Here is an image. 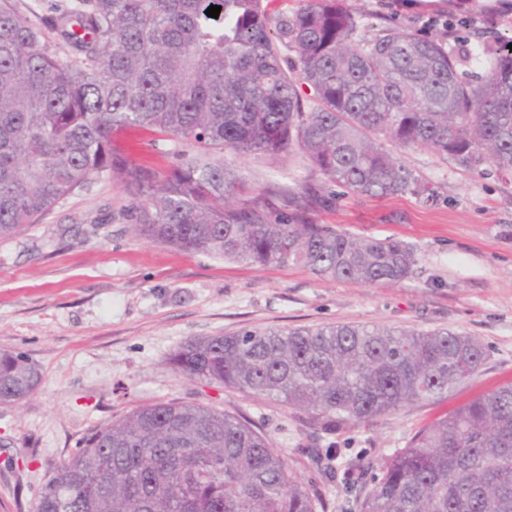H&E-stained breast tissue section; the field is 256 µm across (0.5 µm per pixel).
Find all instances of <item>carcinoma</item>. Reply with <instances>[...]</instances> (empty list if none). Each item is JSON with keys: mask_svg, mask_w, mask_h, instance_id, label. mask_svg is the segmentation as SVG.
I'll list each match as a JSON object with an SVG mask.
<instances>
[{"mask_svg": "<svg viewBox=\"0 0 512 512\" xmlns=\"http://www.w3.org/2000/svg\"><path fill=\"white\" fill-rule=\"evenodd\" d=\"M76 0L35 24L0 7V240L38 224L105 174L131 199L133 231L190 254L300 265L330 280L410 278L415 250L320 224L336 188L435 190L399 151L428 148L512 178V37L385 26L366 37L346 0ZM221 7L218 18L205 11ZM54 34L70 60L44 41ZM296 60L288 62V52ZM311 93L304 110L300 88ZM149 132L186 149L165 168L120 150ZM297 151L294 188L254 187L211 155ZM475 337L354 325L243 329L189 340L170 364L190 379L280 401L329 429L448 392L485 359ZM42 375L0 351V405ZM265 436L228 412L159 402L97 428L63 460L36 512H328ZM360 512H512V381L422 428L383 459Z\"/></svg>", "mask_w": 512, "mask_h": 512, "instance_id": "1", "label": "carcinoma"}]
</instances>
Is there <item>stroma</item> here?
Here are the masks:
<instances>
[{
  "instance_id": "obj_1",
  "label": "stroma",
  "mask_w": 512,
  "mask_h": 512,
  "mask_svg": "<svg viewBox=\"0 0 512 512\" xmlns=\"http://www.w3.org/2000/svg\"><path fill=\"white\" fill-rule=\"evenodd\" d=\"M363 33L396 25L436 36L447 25H485L497 0H347ZM124 150L156 165L180 148L131 132ZM249 183L293 186L306 170L295 156L219 152ZM403 162L437 190L348 196L324 224L362 238L413 245L411 278L393 285L321 280L295 265H251L192 255L131 229L128 194L107 176L61 200L15 238L0 240V351L26 354L40 369L37 391L0 405V512H35L50 473L80 439L145 404L177 401L246 417L286 457L298 479L320 485L331 512L357 503L385 456L421 428L512 380V179L468 171L426 149ZM362 324L479 338L487 356L447 399L403 407L333 434L307 414L270 399L192 380L169 365L183 342L248 328ZM340 456L314 463L316 449ZM359 472L347 476L346 461Z\"/></svg>"
}]
</instances>
